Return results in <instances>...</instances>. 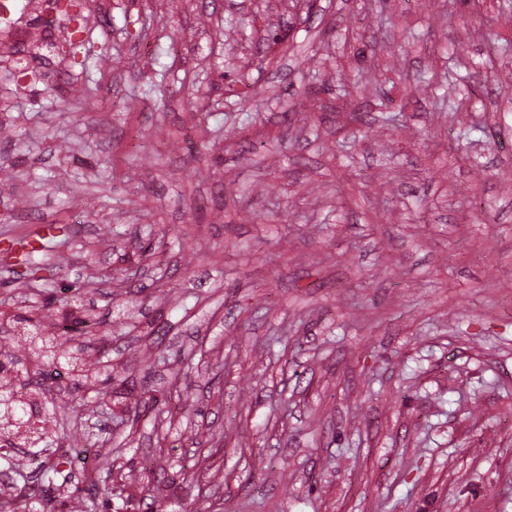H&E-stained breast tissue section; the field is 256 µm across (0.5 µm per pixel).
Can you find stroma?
I'll use <instances>...</instances> for the list:
<instances>
[{
    "mask_svg": "<svg viewBox=\"0 0 512 512\" xmlns=\"http://www.w3.org/2000/svg\"><path fill=\"white\" fill-rule=\"evenodd\" d=\"M85 9L80 64H0V351L54 289L112 371L54 512H512V0ZM63 453H0V505Z\"/></svg>",
    "mask_w": 512,
    "mask_h": 512,
    "instance_id": "obj_1",
    "label": "stroma"
}]
</instances>
